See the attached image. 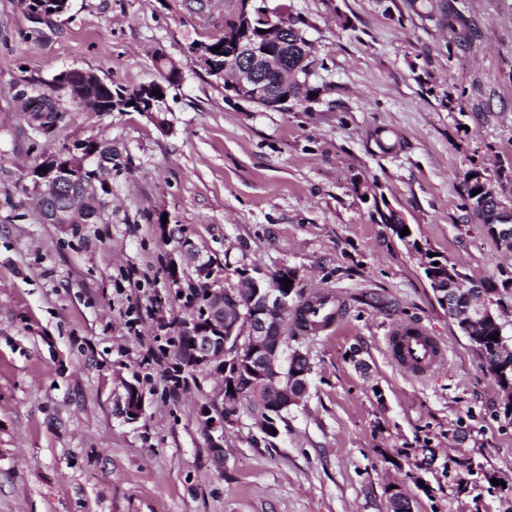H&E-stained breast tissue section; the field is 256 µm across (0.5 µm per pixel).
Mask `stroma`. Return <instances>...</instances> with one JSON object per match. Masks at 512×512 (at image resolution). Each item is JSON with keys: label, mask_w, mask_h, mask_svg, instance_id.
Wrapping results in <instances>:
<instances>
[{"label": "stroma", "mask_w": 512, "mask_h": 512, "mask_svg": "<svg viewBox=\"0 0 512 512\" xmlns=\"http://www.w3.org/2000/svg\"><path fill=\"white\" fill-rule=\"evenodd\" d=\"M282 1L314 46L320 94L307 111L228 104L193 64L234 0H72L40 20L0 0V512H388L396 483L414 512H512V421L494 380L420 255L381 221L399 212L470 279L497 283L512 335V253L460 207L475 163L512 206V0H455L475 37L453 52L446 26L404 0L269 4ZM161 53L182 69L165 126L73 107L55 135L31 136L22 93L67 68L136 86L158 78ZM447 90L459 110L442 105ZM89 137L112 144L104 220L47 223L28 172ZM181 238L224 287L287 266L298 300L341 305L332 327L288 334L311 373L279 438L266 444L241 403L220 465L198 412L224 382L177 369L195 281L189 268L176 285L168 274ZM405 325L448 348L425 379L387 355L386 336ZM131 382L144 396L134 422Z\"/></svg>", "instance_id": "stroma-1"}]
</instances>
